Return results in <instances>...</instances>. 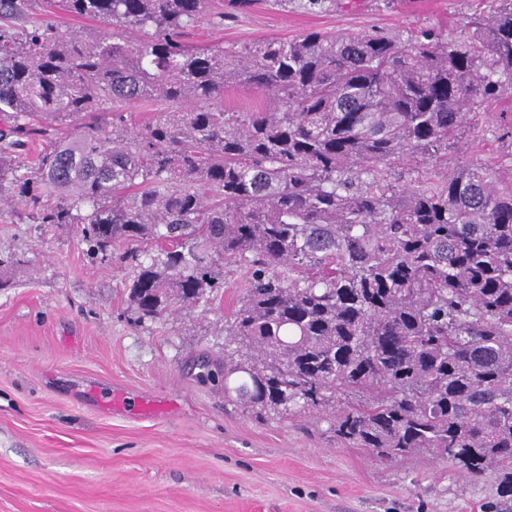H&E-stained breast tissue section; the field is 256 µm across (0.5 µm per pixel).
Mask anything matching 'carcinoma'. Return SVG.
I'll list each match as a JSON object with an SVG mask.
<instances>
[{"mask_svg": "<svg viewBox=\"0 0 512 512\" xmlns=\"http://www.w3.org/2000/svg\"><path fill=\"white\" fill-rule=\"evenodd\" d=\"M0 0V206L79 224L88 252L131 250L128 298L156 320L248 287L224 323V394L248 413L308 412L396 461L421 449L497 476L512 499V151L448 162L486 100L512 85V0L466 36L308 31L239 50L186 41L224 25L212 0H53L97 24ZM246 84L263 112H228ZM157 105L128 123L125 106ZM46 149L31 160L29 141ZM498 139L512 148V113ZM45 17L50 20L54 24H58L60 29L62 30H84L88 31L89 29L95 26V23L88 20L78 19L73 16L62 13V11L50 6L44 5Z\"/></svg>", "mask_w": 512, "mask_h": 512, "instance_id": "carcinoma-1", "label": "carcinoma"}]
</instances>
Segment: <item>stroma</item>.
I'll return each instance as SVG.
<instances>
[{
    "instance_id": "stroma-1",
    "label": "stroma",
    "mask_w": 512,
    "mask_h": 512,
    "mask_svg": "<svg viewBox=\"0 0 512 512\" xmlns=\"http://www.w3.org/2000/svg\"><path fill=\"white\" fill-rule=\"evenodd\" d=\"M491 0H336L313 13L260 0L193 31L240 48L311 29L463 34ZM500 104L482 108L461 155L500 163ZM0 512H486L496 479L418 451L395 462L337 441L327 423L245 413L212 372L246 271H224L211 304L138 320L122 250L92 259L73 224L0 207ZM123 392L161 405L142 417L100 405Z\"/></svg>"
}]
</instances>
